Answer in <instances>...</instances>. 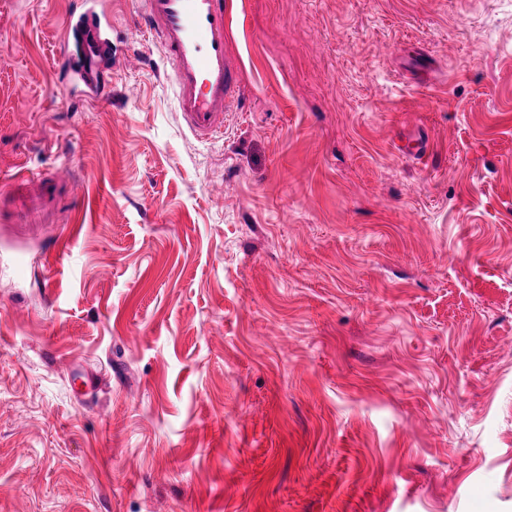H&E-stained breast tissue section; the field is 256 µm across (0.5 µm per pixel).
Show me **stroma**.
<instances>
[{
  "label": "stroma",
  "instance_id": "obj_1",
  "mask_svg": "<svg viewBox=\"0 0 512 512\" xmlns=\"http://www.w3.org/2000/svg\"><path fill=\"white\" fill-rule=\"evenodd\" d=\"M67 2L0 0V512H512V0H225L208 142L133 0L73 111Z\"/></svg>",
  "mask_w": 512,
  "mask_h": 512
}]
</instances>
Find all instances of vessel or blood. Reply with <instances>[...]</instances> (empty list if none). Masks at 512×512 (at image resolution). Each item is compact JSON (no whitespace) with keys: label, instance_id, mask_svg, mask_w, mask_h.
Here are the masks:
<instances>
[{"label":"vessel or blood","instance_id":"1","mask_svg":"<svg viewBox=\"0 0 512 512\" xmlns=\"http://www.w3.org/2000/svg\"><path fill=\"white\" fill-rule=\"evenodd\" d=\"M133 26L160 48L175 84L177 112L191 134L224 133V114L238 95V71L228 53L224 0H139ZM115 21L104 0H69L57 39L54 80L74 109L112 101Z\"/></svg>","mask_w":512,"mask_h":512}]
</instances>
